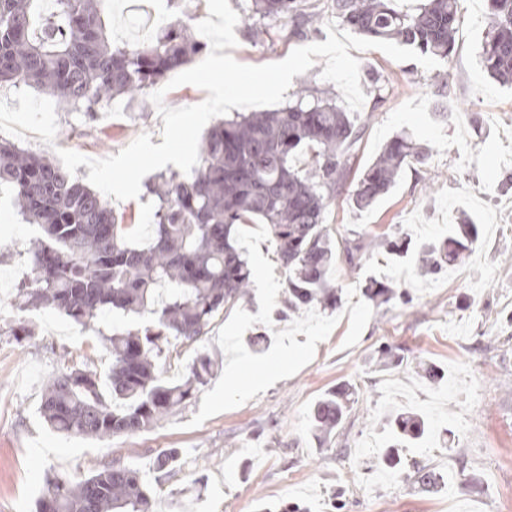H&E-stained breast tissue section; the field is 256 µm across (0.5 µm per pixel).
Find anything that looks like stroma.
<instances>
[{"label":"stroma","mask_w":512,"mask_h":512,"mask_svg":"<svg viewBox=\"0 0 512 512\" xmlns=\"http://www.w3.org/2000/svg\"><path fill=\"white\" fill-rule=\"evenodd\" d=\"M239 15L231 56L260 66L284 60L295 48L326 41L328 27L343 31L327 0H319L316 30L292 34L273 24L257 43L247 17L251 0H229ZM149 20L143 41L176 19L199 22L207 0H108V33L127 40L131 15ZM488 0H459L455 48L440 71L449 82L414 61L399 62L383 52L354 51L365 101L357 112L362 138L349 151L343 185L325 214L333 234L363 236L367 256L358 267L337 261L333 283L343 291L335 313L312 308L282 322L270 321L281 303L285 274L275 244L263 225L242 226L240 244L251 269L249 303L225 307L202 340H170L158 363L164 379L181 380L197 352H209L219 373L195 398L157 425L134 435L105 439L58 434L39 414L45 381L60 368L59 352L105 373L109 353L103 335L128 328L122 311L103 314L96 331H84L52 309L22 310L18 290L30 276L28 250L40 236L37 225L19 215L8 189H0V512H35L53 475L84 476L122 461L151 473L164 448L182 451V462L152 486L158 512H257L260 505L295 503L308 512H331L344 492L345 512H500L498 493L512 488V451L502 440L512 434V88L487 76L480 64L487 35ZM452 94L461 119L438 116L435 107ZM108 112L87 115L26 85L0 86V110L17 124L34 112H48L43 141L0 129V140L57 159V146L101 159L118 154L141 134L161 144L163 119L149 93L123 96ZM408 134L429 152L426 164L404 169L393 190L360 211L351 204L357 181L394 136ZM119 223L132 225L137 240L152 232L153 198L112 201ZM479 226L474 251L423 275L414 254L388 255L379 241L399 234L413 243L447 238L461 217ZM376 279L407 292L409 303L376 304L364 286ZM33 334H13L21 322ZM267 326V341L250 335ZM401 350V366H381L378 348ZM441 371L430 382L417 363ZM246 364L233 384L224 372ZM267 372L264 386L254 369ZM351 381L359 401L339 434L320 444L311 434L308 412L328 390ZM402 409L425 414L433 424L409 460L444 475L442 492L422 491L412 478L383 477L371 444L387 445L384 413ZM347 446L348 457L336 454ZM478 491L465 486L467 476Z\"/></svg>","instance_id":"obj_1"}]
</instances>
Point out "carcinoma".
<instances>
[{
	"instance_id": "obj_1",
	"label": "carcinoma",
	"mask_w": 512,
	"mask_h": 512,
	"mask_svg": "<svg viewBox=\"0 0 512 512\" xmlns=\"http://www.w3.org/2000/svg\"><path fill=\"white\" fill-rule=\"evenodd\" d=\"M42 0H0V84L22 82L66 105L94 111L119 96H134L160 84L203 48L194 27L180 19L147 44L117 46L106 34L105 0H56V20L46 21ZM397 0H333L336 17L370 39L395 40L442 61L454 48L458 0H422L413 13ZM490 26L481 62L488 74L512 85V0H489ZM250 28L263 40L271 23L314 25L319 13L301 0H252ZM364 125L330 99L312 98L301 83L288 106L268 112L235 113L206 136L190 177L161 174L151 188L155 224L146 245L130 241L131 225L117 223L108 202L48 158L0 142V187L14 193L18 212L42 235L31 250L28 283L19 308L56 310L87 327L112 307L150 315L105 337L111 363L106 381L65 363L50 377L40 414L55 432L110 438L150 428L207 384L217 368L207 354L196 357L179 384L164 382L156 361L172 336L196 343L224 306L250 294L251 269L236 229L256 219L269 230L284 269L283 309L276 318L318 306L334 310L341 297L330 280L336 258L353 264L363 246L337 240L324 225L325 212L345 178L347 151ZM427 154L398 135L361 175L352 195L365 209L389 194L410 160ZM478 225L461 220L440 243L418 246L420 269L436 274L471 253ZM359 395L347 382L312 406L310 431L320 442L336 435ZM390 441L380 464L404 468L403 449L427 439L428 423L416 413L385 417ZM178 448L154 461L158 473L175 468ZM415 483L426 491L444 477L417 462ZM37 512H155L147 479L139 470L114 464L86 478L48 480Z\"/></svg>"
}]
</instances>
